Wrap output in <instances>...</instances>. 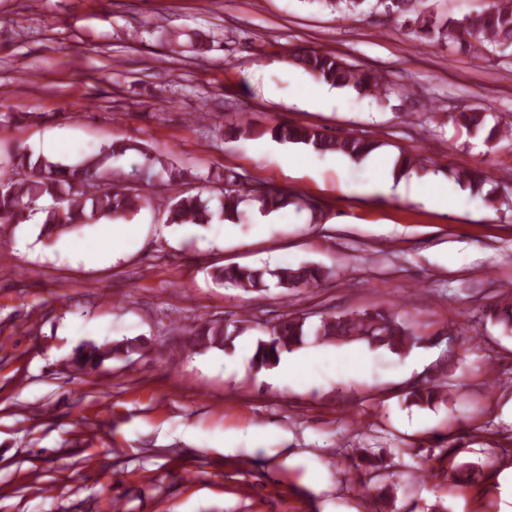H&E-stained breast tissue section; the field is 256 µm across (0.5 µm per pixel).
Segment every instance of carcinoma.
Instances as JSON below:
<instances>
[{
  "label": "carcinoma",
  "instance_id": "carcinoma-1",
  "mask_svg": "<svg viewBox=\"0 0 512 512\" xmlns=\"http://www.w3.org/2000/svg\"><path fill=\"white\" fill-rule=\"evenodd\" d=\"M337 10L345 9L361 14L364 9L382 13L392 23L410 29L422 39H437L459 49L480 50L512 48V0H492L491 6L459 20L442 19L425 7L426 0H325ZM298 66L316 79L336 88H346L364 96L381 99L390 90L384 74L375 70H361L342 58L323 52L298 50L292 54ZM448 121L467 132L488 131L489 140L512 142V123L501 127L488 126V112L474 109L469 112H450ZM225 136L232 139H270L278 143L300 145L317 153L336 152L353 161H362L383 149L387 143L377 139L339 136L317 126L288 125L284 123L256 126L250 122L225 125ZM127 153L142 157L140 165L132 169L139 186L124 184L123 172L112 166V160ZM425 168V158L418 154L399 152L395 158L394 173L399 176ZM12 175L0 178V225L23 224L29 217L42 213L41 235L54 239L82 224H96L101 220H126L142 208L157 205L165 209L170 224H209L214 218L210 201L181 190L188 171L166 164L137 141L111 144L99 152L86 156L75 164L63 163L42 153L18 151L11 160ZM449 174L462 186L477 194L490 183V176L480 168L451 170ZM165 186V196H154L149 188L155 181ZM239 178H224L220 190L219 218L234 224L246 219L243 204L255 200L260 210L270 214L294 202L307 201L284 188L259 186L242 190ZM222 282L246 293L264 296L270 287L296 290L316 288L327 277L324 269L313 265L280 267L275 270L257 267H224L217 272ZM488 317L506 330L512 331V294L504 292L490 307ZM250 319L244 317L230 323L205 320L190 330L196 344L205 348L234 346L235 340L246 333ZM324 344L344 345L364 343L374 348H385L402 355L423 341L415 330L388 309L373 311L349 309L320 319L309 327L306 317L288 314L266 329V336L256 342L251 362L257 368L279 364L281 357L300 348L308 337ZM138 349L128 341L113 344H88L76 352L81 368L95 370L104 361L127 356ZM447 383L430 380L415 387L409 399L419 405L432 406L445 402L449 394ZM357 469H366L371 478L378 477L386 468L384 453L362 449L357 456Z\"/></svg>",
  "mask_w": 512,
  "mask_h": 512
}]
</instances>
